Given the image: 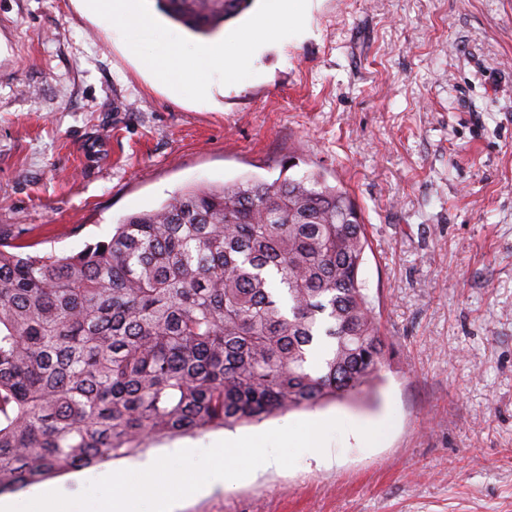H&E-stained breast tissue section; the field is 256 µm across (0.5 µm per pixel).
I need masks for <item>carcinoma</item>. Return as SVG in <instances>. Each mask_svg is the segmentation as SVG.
I'll return each instance as SVG.
<instances>
[{
  "instance_id": "carcinoma-1",
  "label": "carcinoma",
  "mask_w": 512,
  "mask_h": 512,
  "mask_svg": "<svg viewBox=\"0 0 512 512\" xmlns=\"http://www.w3.org/2000/svg\"><path fill=\"white\" fill-rule=\"evenodd\" d=\"M210 36L251 0H156ZM366 225L317 171L198 186L57 256L0 238V493L381 381Z\"/></svg>"
}]
</instances>
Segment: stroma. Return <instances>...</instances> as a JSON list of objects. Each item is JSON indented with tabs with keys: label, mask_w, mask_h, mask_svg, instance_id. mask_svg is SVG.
Instances as JSON below:
<instances>
[{
	"label": "stroma",
	"mask_w": 512,
	"mask_h": 512,
	"mask_svg": "<svg viewBox=\"0 0 512 512\" xmlns=\"http://www.w3.org/2000/svg\"><path fill=\"white\" fill-rule=\"evenodd\" d=\"M196 102L85 0H0V235L71 254L198 184L320 170L390 357L318 461L181 512H512V0H312ZM387 425L366 445L360 428Z\"/></svg>",
	"instance_id": "35a3bbf8"
}]
</instances>
